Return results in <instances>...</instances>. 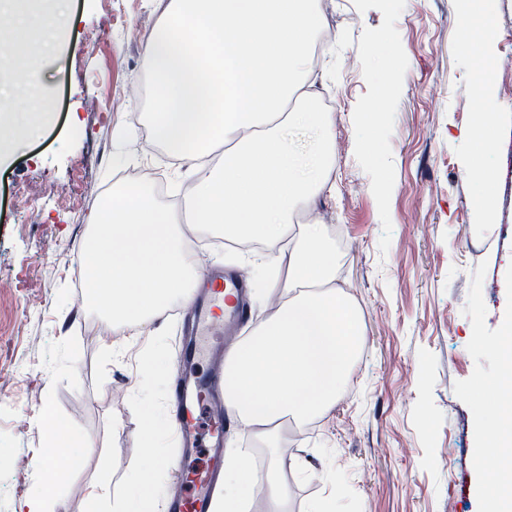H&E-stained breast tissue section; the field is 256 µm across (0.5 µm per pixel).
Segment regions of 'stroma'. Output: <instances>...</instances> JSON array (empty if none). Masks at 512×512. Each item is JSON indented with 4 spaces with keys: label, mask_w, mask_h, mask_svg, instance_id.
<instances>
[{
    "label": "stroma",
    "mask_w": 512,
    "mask_h": 512,
    "mask_svg": "<svg viewBox=\"0 0 512 512\" xmlns=\"http://www.w3.org/2000/svg\"><path fill=\"white\" fill-rule=\"evenodd\" d=\"M166 0H67L56 48L34 95L52 110L21 132L0 164V512L42 481L53 410L80 436L81 462L57 512H84L103 470L141 463L143 421L132 405L150 384L140 365L150 336L163 341L174 380L177 325H107L77 288L90 217L113 183L163 171L166 198L192 190V161L170 159L150 133L146 38ZM467 0H320L335 41L311 65L308 89L333 115L335 195L308 207L339 261V289L357 307L361 352L335 406L283 434L289 512L327 499L336 512H485L478 458L482 413L504 400L497 358L474 337L500 342L512 317V192L498 188L494 223L472 206L464 173L469 134L497 124L500 167L512 153V0H492L496 71L475 97L478 58L459 40ZM37 198L29 213L28 198ZM196 275L232 268L248 280L253 321L271 316L243 256L212 230L185 225Z\"/></svg>",
    "instance_id": "1"
}]
</instances>
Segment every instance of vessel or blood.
I'll use <instances>...</instances> for the list:
<instances>
[{
	"mask_svg": "<svg viewBox=\"0 0 512 512\" xmlns=\"http://www.w3.org/2000/svg\"><path fill=\"white\" fill-rule=\"evenodd\" d=\"M248 314L245 283L233 272L215 271L200 287L194 300V317L182 327L189 336L179 351L181 373L171 390V411L181 448L179 465L188 490L173 498L167 512H213L214 503L224 483V473L217 468L200 469L189 458L199 446L198 418H210L209 446L214 455H221L224 446V415L218 406L224 394V351L220 344L210 350V367L198 374L195 361L202 349L200 337L211 335L216 326H223L226 336H234L238 325Z\"/></svg>",
	"mask_w": 512,
	"mask_h": 512,
	"instance_id": "vessel-or-blood-1",
	"label": "vessel or blood"
}]
</instances>
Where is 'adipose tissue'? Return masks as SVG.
I'll use <instances>...</instances> for the list:
<instances>
[{"mask_svg":"<svg viewBox=\"0 0 512 512\" xmlns=\"http://www.w3.org/2000/svg\"><path fill=\"white\" fill-rule=\"evenodd\" d=\"M63 0L40 12L16 0L0 7V52L24 56L27 84L43 71L63 19ZM318 0H168L148 35L145 66L152 77L149 124L153 136L181 159L219 152L199 166L182 207L162 204L153 187H113L112 199L92 218L86 247L87 296L104 319L138 326L188 303L197 277L181 226L184 220L260 241L278 251L270 271L261 254L250 264L260 283L274 281L277 309L248 328L224 360V404L242 428L270 450L263 481L246 460L224 455V495L215 512H245L262 499L265 512H288L283 481L289 462L280 450L285 425L304 428L336 402L349 364L363 342L355 305L336 287V255L322 225L298 224L296 213L328 191L335 162L331 115L306 91ZM315 131L321 144L301 146ZM465 165L475 186L474 207L495 212L497 182L486 158L500 140L494 125L476 127ZM157 395L136 396L147 434L148 464L120 485L104 478L86 494V512H149L160 496L154 471L165 463L155 433L166 420ZM488 512H512V458L490 469L483 485Z\"/></svg>","mask_w":512,"mask_h":512,"instance_id":"obj_1","label":"adipose tissue"}]
</instances>
